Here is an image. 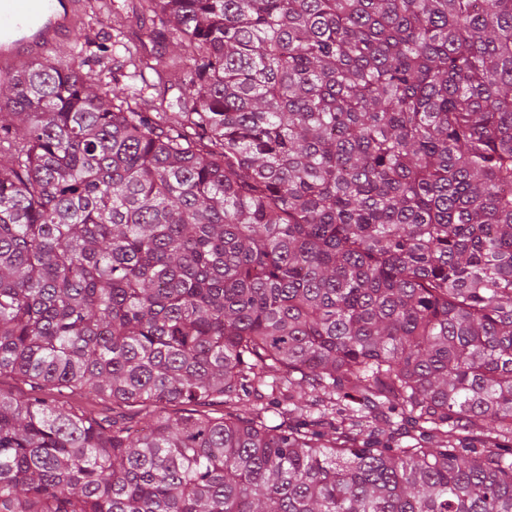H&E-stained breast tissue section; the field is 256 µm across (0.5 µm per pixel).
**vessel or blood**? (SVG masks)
<instances>
[{
    "mask_svg": "<svg viewBox=\"0 0 512 512\" xmlns=\"http://www.w3.org/2000/svg\"><path fill=\"white\" fill-rule=\"evenodd\" d=\"M63 0H0V50L12 48L10 57L0 60V69L8 71L18 64L40 58L50 42L38 46L25 45V38L42 30L48 23L58 29H68L71 20L85 12L84 0H64L69 5L67 16H60L59 3Z\"/></svg>",
    "mask_w": 512,
    "mask_h": 512,
    "instance_id": "b4317fda",
    "label": "vessel or blood"
}]
</instances>
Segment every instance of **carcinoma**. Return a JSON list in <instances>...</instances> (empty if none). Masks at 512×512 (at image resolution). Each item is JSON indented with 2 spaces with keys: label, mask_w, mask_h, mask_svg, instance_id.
I'll use <instances>...</instances> for the list:
<instances>
[{
  "label": "carcinoma",
  "mask_w": 512,
  "mask_h": 512,
  "mask_svg": "<svg viewBox=\"0 0 512 512\" xmlns=\"http://www.w3.org/2000/svg\"><path fill=\"white\" fill-rule=\"evenodd\" d=\"M142 2L0 79V512H512V0ZM51 398L54 399L55 404L58 406H67V403L81 401L85 410L89 415L112 420V415L123 414V415H133L135 414L136 409L128 408L124 406L112 405V400L107 399H82L79 400L76 397L70 396L67 393H53Z\"/></svg>",
  "instance_id": "1"
}]
</instances>
